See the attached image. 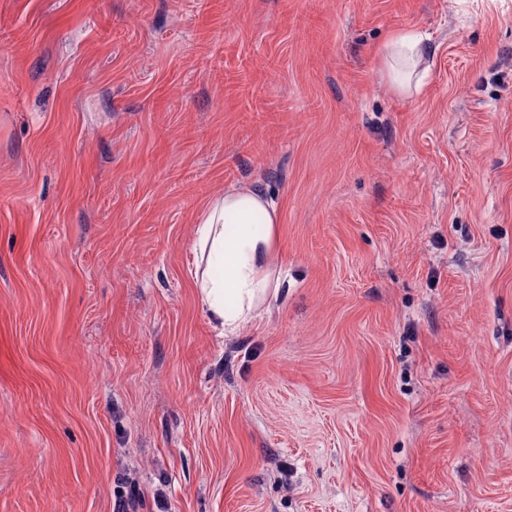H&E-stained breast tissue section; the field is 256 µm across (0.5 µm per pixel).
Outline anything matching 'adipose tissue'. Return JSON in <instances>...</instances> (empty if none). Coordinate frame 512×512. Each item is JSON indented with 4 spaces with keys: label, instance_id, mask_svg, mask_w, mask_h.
<instances>
[{
    "label": "adipose tissue",
    "instance_id": "1",
    "mask_svg": "<svg viewBox=\"0 0 512 512\" xmlns=\"http://www.w3.org/2000/svg\"><path fill=\"white\" fill-rule=\"evenodd\" d=\"M434 51L424 36L410 30L394 32L378 53L391 87L411 89L423 60ZM279 208L260 186L244 184L211 200L202 217L200 249L208 264L196 281L200 300L225 331L236 332L261 303L277 298L271 256ZM234 235H227L228 225Z\"/></svg>",
    "mask_w": 512,
    "mask_h": 512
}]
</instances>
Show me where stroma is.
Wrapping results in <instances>:
<instances>
[{
    "mask_svg": "<svg viewBox=\"0 0 512 512\" xmlns=\"http://www.w3.org/2000/svg\"><path fill=\"white\" fill-rule=\"evenodd\" d=\"M247 183L281 294L231 335L197 227ZM136 493L512 512V0H0V512ZM434 50L424 36L410 30L394 32L378 52L391 87L399 92L411 89L423 60L433 61Z\"/></svg>",
    "mask_w": 512,
    "mask_h": 512,
    "instance_id": "stroma-1",
    "label": "stroma"
}]
</instances>
